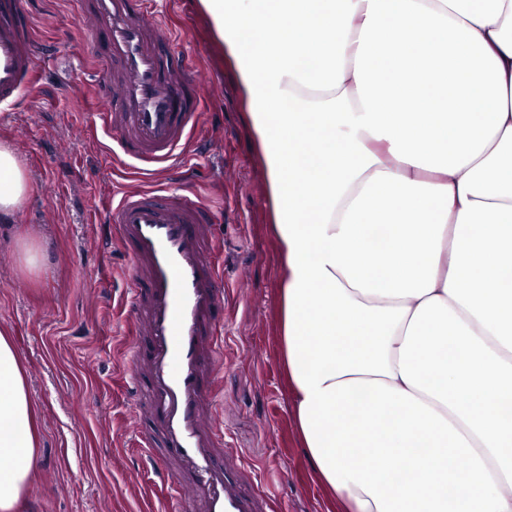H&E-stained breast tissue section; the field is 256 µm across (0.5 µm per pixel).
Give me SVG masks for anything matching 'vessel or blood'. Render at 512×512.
I'll return each mask as SVG.
<instances>
[{
    "instance_id": "obj_1",
    "label": "vessel or blood",
    "mask_w": 512,
    "mask_h": 512,
    "mask_svg": "<svg viewBox=\"0 0 512 512\" xmlns=\"http://www.w3.org/2000/svg\"><path fill=\"white\" fill-rule=\"evenodd\" d=\"M76 4L109 74L114 107L101 116L103 131L123 156L186 179L183 157L200 116L203 72L162 71L169 29L149 5L136 12L131 0ZM43 58L23 0H0V108L37 92ZM102 221L127 250L132 303L125 322L148 343L145 354L125 357L123 371L133 415H148L159 431V443L143 446L160 484L198 498L201 512H273L252 470L225 447L215 405L224 290L210 209L188 188L161 196L139 190Z\"/></svg>"
}]
</instances>
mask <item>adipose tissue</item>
Instances as JSON below:
<instances>
[{
  "instance_id": "1",
  "label": "adipose tissue",
  "mask_w": 512,
  "mask_h": 512,
  "mask_svg": "<svg viewBox=\"0 0 512 512\" xmlns=\"http://www.w3.org/2000/svg\"><path fill=\"white\" fill-rule=\"evenodd\" d=\"M282 259L293 421L336 512H512V0H197ZM32 178L0 138V223ZM38 419L0 331V512Z\"/></svg>"
}]
</instances>
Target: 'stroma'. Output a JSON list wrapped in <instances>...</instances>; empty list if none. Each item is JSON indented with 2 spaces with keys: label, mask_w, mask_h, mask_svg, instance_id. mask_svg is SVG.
<instances>
[{
  "label": "stroma",
  "mask_w": 512,
  "mask_h": 512,
  "mask_svg": "<svg viewBox=\"0 0 512 512\" xmlns=\"http://www.w3.org/2000/svg\"><path fill=\"white\" fill-rule=\"evenodd\" d=\"M45 46V86L37 97L0 112V137L18 148L33 190L14 224L43 247L41 266L19 269L17 244L0 231V329L7 330L39 414L34 480L19 504L28 512H162L140 438L154 431L134 420L120 385L123 354L146 350L129 336L121 301L123 249L99 221L102 207L141 181L113 158L100 129L106 96L97 50L86 39L74 0H24ZM174 28L161 52L166 70L207 71L201 119L190 152L193 188L219 210L224 249V368L218 384L227 447L237 449L277 512H328L293 423L278 348L280 260L252 137L232 79L196 11V0H153Z\"/></svg>",
  "instance_id": "obj_1"
}]
</instances>
